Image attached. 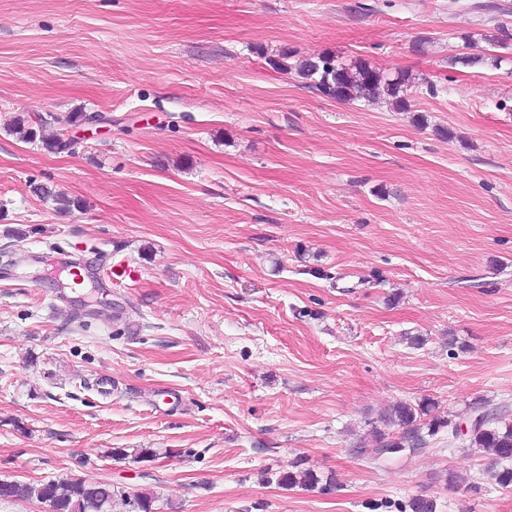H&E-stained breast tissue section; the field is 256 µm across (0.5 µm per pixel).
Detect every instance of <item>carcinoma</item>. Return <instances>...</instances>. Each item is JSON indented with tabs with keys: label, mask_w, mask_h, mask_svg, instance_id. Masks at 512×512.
<instances>
[{
	"label": "carcinoma",
	"mask_w": 512,
	"mask_h": 512,
	"mask_svg": "<svg viewBox=\"0 0 512 512\" xmlns=\"http://www.w3.org/2000/svg\"><path fill=\"white\" fill-rule=\"evenodd\" d=\"M292 58V52L283 50L268 61L279 72L296 71L304 87L340 103L382 100L394 110L403 112L411 107L408 88L413 84V77L407 70L387 73L367 62L359 60L348 64L327 53L303 58L295 65L289 63ZM41 143L51 153L73 152V145L59 135L44 137ZM435 410V402L429 399L415 405L399 401L389 414L381 417V422L386 427L400 428V434L393 437L375 427L371 431L372 437L392 453L408 444L414 447L422 445L421 425H426L431 435L451 426L450 420L433 415ZM471 412L482 414V420L467 434L469 447L490 457L488 476L494 484L503 489L512 488V421H504L480 402L473 404ZM319 482L311 470L284 471L277 477V484L287 488L301 486L313 490ZM0 499L49 503L56 512H154L155 503L150 493L142 492L130 498L110 483L89 482L82 478H59L37 483L0 480Z\"/></svg>",
	"instance_id": "obj_1"
}]
</instances>
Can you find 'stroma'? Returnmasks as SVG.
Returning a JSON list of instances; mask_svg holds the SVG:
<instances>
[{"instance_id": "obj_1", "label": "stroma", "mask_w": 512, "mask_h": 512, "mask_svg": "<svg viewBox=\"0 0 512 512\" xmlns=\"http://www.w3.org/2000/svg\"><path fill=\"white\" fill-rule=\"evenodd\" d=\"M477 2L0 0L1 480L155 512H512L465 435H370L399 401L512 418V47L487 40L512 0ZM468 34L499 66L450 65ZM284 48L407 68L411 108L306 89L266 63ZM77 110L100 120L46 129L75 153L14 131ZM105 256L131 277L75 282ZM294 465L333 487H280ZM0 499L35 500L43 511L53 512H154L155 498L142 492L133 498L115 491L107 482H89L82 478H62L23 483L0 480ZM128 509V510H127Z\"/></svg>"}]
</instances>
